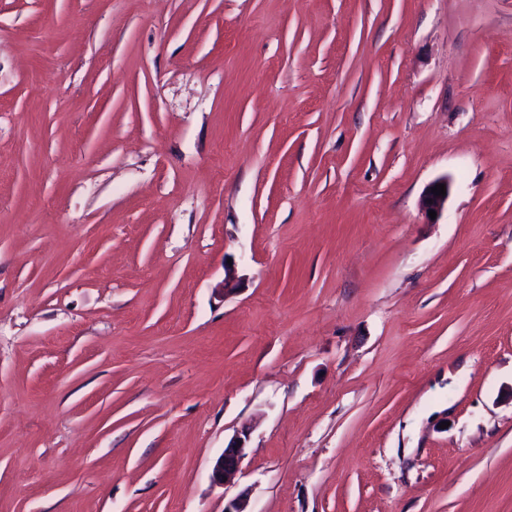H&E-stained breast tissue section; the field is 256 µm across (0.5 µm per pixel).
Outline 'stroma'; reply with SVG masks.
I'll return each instance as SVG.
<instances>
[{
  "label": "stroma",
  "instance_id": "stroma-1",
  "mask_svg": "<svg viewBox=\"0 0 512 512\" xmlns=\"http://www.w3.org/2000/svg\"><path fill=\"white\" fill-rule=\"evenodd\" d=\"M244 490L512 512V0H0V512ZM438 184H444L446 188L445 196H436L432 193V188ZM450 192V182L448 181V177L438 179L432 182L423 192L420 201H419V209L421 213L425 216L428 221V224L436 223V220L441 216L445 205L448 202V196ZM429 210L436 211V219H431L428 215ZM251 428L244 425L231 438L223 453L216 459L213 467L211 478L213 482L226 485L235 480L240 471V465L245 457L246 444L250 438Z\"/></svg>",
  "mask_w": 512,
  "mask_h": 512
}]
</instances>
